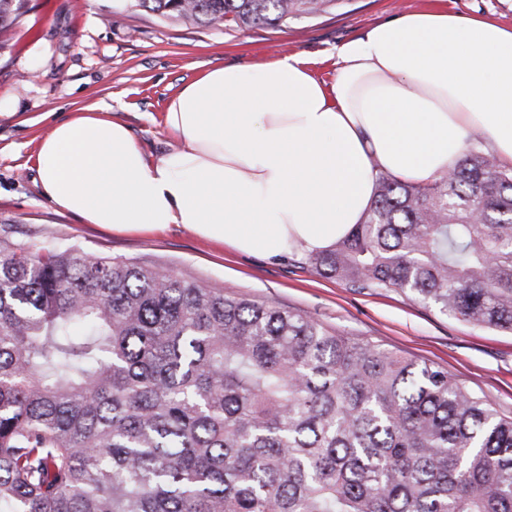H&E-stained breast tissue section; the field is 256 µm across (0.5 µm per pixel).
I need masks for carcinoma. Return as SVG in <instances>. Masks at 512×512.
<instances>
[{"mask_svg": "<svg viewBox=\"0 0 512 512\" xmlns=\"http://www.w3.org/2000/svg\"><path fill=\"white\" fill-rule=\"evenodd\" d=\"M27 0H0V32ZM346 0H133L267 27ZM313 271L512 332V169L381 174ZM0 512H512V420L448 369L134 261L0 236Z\"/></svg>", "mask_w": 512, "mask_h": 512, "instance_id": "1", "label": "carcinoma"}]
</instances>
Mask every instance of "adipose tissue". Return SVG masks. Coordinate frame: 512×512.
<instances>
[{
    "instance_id": "adipose-tissue-1",
    "label": "adipose tissue",
    "mask_w": 512,
    "mask_h": 512,
    "mask_svg": "<svg viewBox=\"0 0 512 512\" xmlns=\"http://www.w3.org/2000/svg\"><path fill=\"white\" fill-rule=\"evenodd\" d=\"M336 55L328 83L298 55L206 71L169 99L180 146L154 159L112 113H72L36 147L42 188L116 233L177 224L272 257L331 248L364 220L378 174L429 182L471 133L512 168V27L414 11Z\"/></svg>"
}]
</instances>
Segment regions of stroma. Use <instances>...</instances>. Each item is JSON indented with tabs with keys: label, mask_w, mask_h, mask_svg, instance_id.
<instances>
[{
	"label": "stroma",
	"mask_w": 512,
	"mask_h": 512,
	"mask_svg": "<svg viewBox=\"0 0 512 512\" xmlns=\"http://www.w3.org/2000/svg\"><path fill=\"white\" fill-rule=\"evenodd\" d=\"M440 6L512 27V0H348L282 30L171 21L129 0H29L0 47V224L16 241L78 245L301 310L342 335L445 367L511 418L512 333L473 326L397 290L320 277L305 254L241 255L178 225L125 235L83 223L44 195L34 169L38 140L71 112L111 109L154 158L177 144L161 120L167 100L203 71L298 54L328 82L339 45L401 13Z\"/></svg>",
	"instance_id": "35a3bbf8"
}]
</instances>
